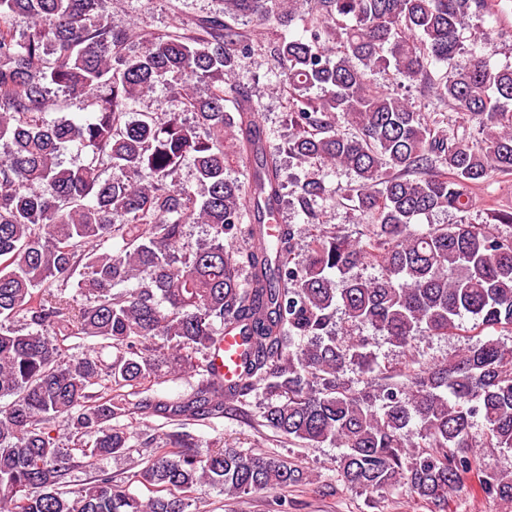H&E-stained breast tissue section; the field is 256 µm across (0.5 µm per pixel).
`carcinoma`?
Listing matches in <instances>:
<instances>
[{"label":"carcinoma","mask_w":512,"mask_h":512,"mask_svg":"<svg viewBox=\"0 0 512 512\" xmlns=\"http://www.w3.org/2000/svg\"><path fill=\"white\" fill-rule=\"evenodd\" d=\"M220 2L190 29L155 33L114 22L103 0H0V512H191L203 484L231 497L286 492L305 480L296 461L224 445L203 454L187 432L149 451L134 475L145 499L108 473L67 489L76 454L129 451V411L209 420L260 390L273 398L266 425L342 449L340 476L361 494L404 487L448 512L470 475L482 495L512 502V474L482 470L471 442L479 427L487 447L512 450V349L486 336L442 361L413 355L401 381L368 337L333 332L338 309L403 349L461 329L467 314L512 331V236L497 230L512 212L415 227L470 212L476 187L512 174V64L491 66L465 36L471 18L512 12L509 0ZM267 46L301 168L293 208L318 227L301 255L296 225L278 223V154L235 81ZM378 75L427 101L385 91ZM159 87L178 91L182 111L134 109ZM55 89L86 95L87 117L56 116ZM458 115L477 139L458 134ZM71 148L85 160L66 166ZM244 160V179L231 176ZM306 164L353 173L345 199L371 216L368 233L320 223L334 191ZM191 224L204 229L193 243ZM267 224L273 234L254 246ZM110 240L119 252H98ZM364 264L378 275L353 273ZM226 330L245 344L242 384L212 374ZM70 336L98 338L99 350L67 359ZM162 364L201 379L184 398L132 400ZM349 368L369 375L362 387Z\"/></svg>","instance_id":"obj_1"}]
</instances>
